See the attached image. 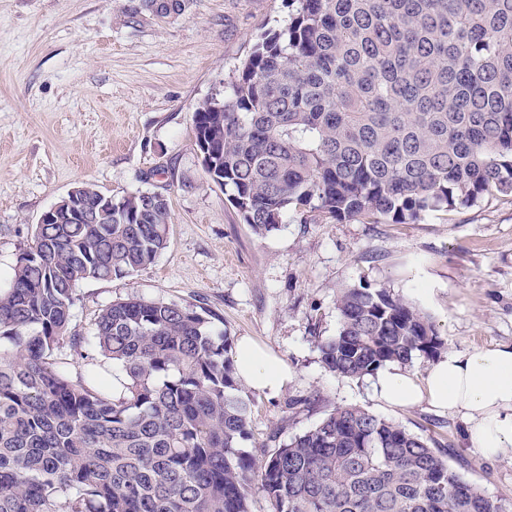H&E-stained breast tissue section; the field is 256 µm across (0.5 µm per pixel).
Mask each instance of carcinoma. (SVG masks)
<instances>
[{
    "instance_id": "carcinoma-1",
    "label": "carcinoma",
    "mask_w": 512,
    "mask_h": 512,
    "mask_svg": "<svg viewBox=\"0 0 512 512\" xmlns=\"http://www.w3.org/2000/svg\"><path fill=\"white\" fill-rule=\"evenodd\" d=\"M224 95L194 112L209 177L264 235L304 223L414 224L512 196V0H288ZM167 199L138 191L110 224H38L0 289V512H512L401 423L338 406L256 458L232 339L193 304L127 296L88 335L77 287L167 247ZM319 345L346 378L433 359L442 341L385 288L342 289ZM90 360L70 372L64 346Z\"/></svg>"
}]
</instances>
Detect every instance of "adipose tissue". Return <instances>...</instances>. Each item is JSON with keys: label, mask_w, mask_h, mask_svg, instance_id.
Listing matches in <instances>:
<instances>
[{"label": "adipose tissue", "mask_w": 512, "mask_h": 512, "mask_svg": "<svg viewBox=\"0 0 512 512\" xmlns=\"http://www.w3.org/2000/svg\"><path fill=\"white\" fill-rule=\"evenodd\" d=\"M235 367L247 386L261 392H279L290 377L286 364L247 340L237 346ZM375 393L391 406L424 404L458 417L485 458L512 450V345L448 352L420 376L384 368L377 374Z\"/></svg>", "instance_id": "adipose-tissue-1"}]
</instances>
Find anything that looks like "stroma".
Here are the masks:
<instances>
[{"instance_id": "obj_1", "label": "stroma", "mask_w": 512, "mask_h": 512, "mask_svg": "<svg viewBox=\"0 0 512 512\" xmlns=\"http://www.w3.org/2000/svg\"><path fill=\"white\" fill-rule=\"evenodd\" d=\"M288 21L287 0H0V288L46 209L81 182L119 198L159 192L170 240L153 264L82 283L71 328L84 334L117 298L193 303L233 341L288 365L284 389L250 391L252 439L275 448L336 406L402 423L486 494L512 502V459L488 460L462 422L426 406L391 407L372 377L320 362L336 335L341 289L386 288L426 311L444 351L512 344V198L432 212L416 224L286 212L264 235L205 173L193 114L222 93L258 35ZM428 296H421V289Z\"/></svg>"}]
</instances>
